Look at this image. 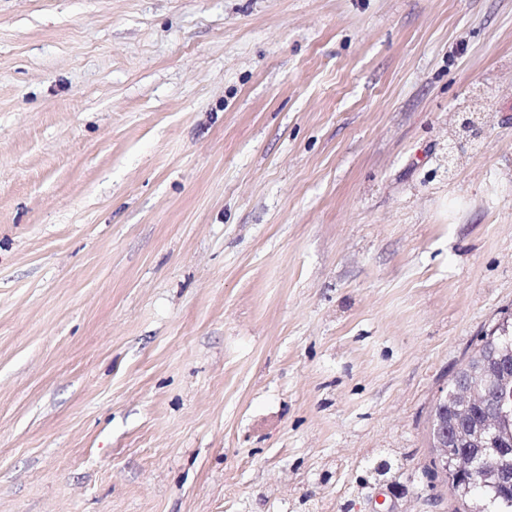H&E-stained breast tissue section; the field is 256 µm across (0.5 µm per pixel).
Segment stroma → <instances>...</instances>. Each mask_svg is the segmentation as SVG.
I'll use <instances>...</instances> for the list:
<instances>
[{
    "mask_svg": "<svg viewBox=\"0 0 512 512\" xmlns=\"http://www.w3.org/2000/svg\"><path fill=\"white\" fill-rule=\"evenodd\" d=\"M506 319L512 0H0V512H456ZM481 351L484 358H498L507 354L508 347L512 352V330L509 332L508 320L503 321L495 330L481 337ZM467 382V377L462 374L456 382L452 378L451 382H448V391L444 394V389L441 394L437 397L435 402L430 432L433 441V447L435 448L434 461L438 468L442 470L444 475H447L448 481H456L462 470L474 472L475 470L482 467V463L475 462L473 460H465L460 455L453 456L455 462H451L448 466V419L447 416H441L444 412V406L447 405L448 401V414L452 407V403L449 399V393L456 391L457 384H463Z\"/></svg>",
    "mask_w": 512,
    "mask_h": 512,
    "instance_id": "35a3bbf8",
    "label": "stroma"
}]
</instances>
